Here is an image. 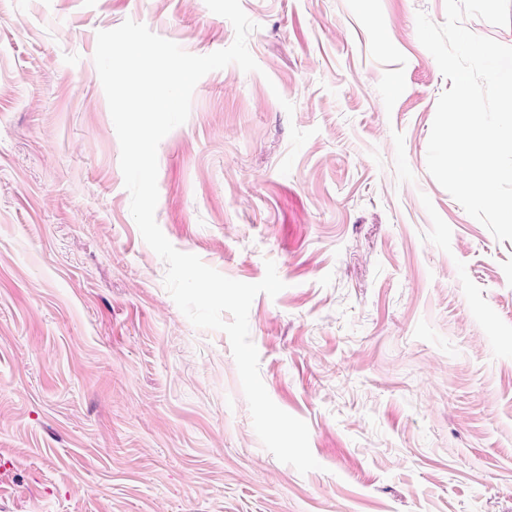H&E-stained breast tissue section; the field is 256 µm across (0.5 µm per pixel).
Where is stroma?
I'll list each match as a JSON object with an SVG mask.
<instances>
[{
  "label": "stroma",
  "mask_w": 512,
  "mask_h": 512,
  "mask_svg": "<svg viewBox=\"0 0 512 512\" xmlns=\"http://www.w3.org/2000/svg\"><path fill=\"white\" fill-rule=\"evenodd\" d=\"M241 6L259 69L199 80L155 219L229 278L274 261L250 338L320 467L264 448L227 335L165 289L93 60L128 19L195 55L232 24L205 0H0V512H512V241L426 164L451 82L416 15L445 0Z\"/></svg>",
  "instance_id": "35a3bbf8"
}]
</instances>
